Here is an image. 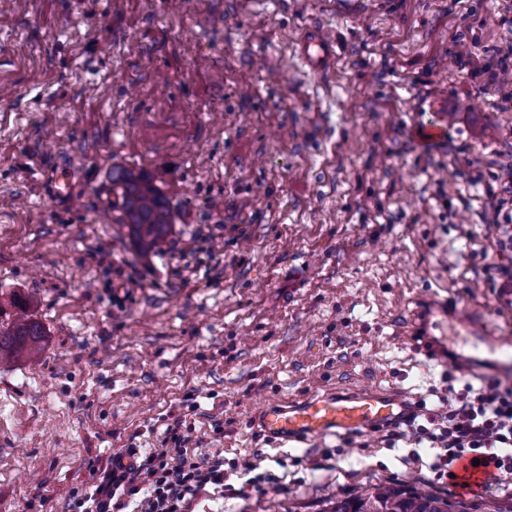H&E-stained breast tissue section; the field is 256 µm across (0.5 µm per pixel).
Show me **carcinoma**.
<instances>
[{
	"mask_svg": "<svg viewBox=\"0 0 512 512\" xmlns=\"http://www.w3.org/2000/svg\"><path fill=\"white\" fill-rule=\"evenodd\" d=\"M112 208L120 215L118 223L128 228L136 247L153 249L172 224L169 202L154 181L125 169L112 172ZM41 331L34 322L22 319L7 333L0 331V353L10 357L16 351L39 350ZM334 512H457V505L446 498L396 484L383 483L352 495Z\"/></svg>",
	"mask_w": 512,
	"mask_h": 512,
	"instance_id": "cac0c4a2",
	"label": "carcinoma"
}]
</instances>
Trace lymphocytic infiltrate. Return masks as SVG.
<instances>
[{
    "label": "lymphocytic infiltrate",
    "instance_id": "1",
    "mask_svg": "<svg viewBox=\"0 0 512 512\" xmlns=\"http://www.w3.org/2000/svg\"><path fill=\"white\" fill-rule=\"evenodd\" d=\"M452 399L454 407L445 413L421 407L407 426L388 430L385 444L414 440L409 457L415 461L421 449L431 450L430 468L442 478L467 457L511 475L512 385L490 378L480 388L453 392ZM183 425L180 419L167 425L161 446L138 454L131 465L95 470L91 487L70 492L67 512H188L201 490L223 488V458L190 454Z\"/></svg>",
    "mask_w": 512,
    "mask_h": 512
}]
</instances>
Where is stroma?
<instances>
[{"instance_id":"obj_1","label":"stroma","mask_w":512,"mask_h":512,"mask_svg":"<svg viewBox=\"0 0 512 512\" xmlns=\"http://www.w3.org/2000/svg\"><path fill=\"white\" fill-rule=\"evenodd\" d=\"M310 25L334 71L300 69ZM511 48L512 0H0V330L24 307L42 331L38 358L0 365V512H63L179 416L191 453L279 479L230 477L191 512H334L387 480L512 504V475L463 490L378 432L293 449L253 426L333 387L453 409L403 333L426 299L512 337V110L471 69ZM428 123L445 134L426 145ZM118 168L173 212L145 255L116 221Z\"/></svg>"}]
</instances>
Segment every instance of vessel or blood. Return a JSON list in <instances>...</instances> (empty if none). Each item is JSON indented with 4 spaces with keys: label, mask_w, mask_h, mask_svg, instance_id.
<instances>
[{
    "label": "vessel or blood",
    "mask_w": 512,
    "mask_h": 512,
    "mask_svg": "<svg viewBox=\"0 0 512 512\" xmlns=\"http://www.w3.org/2000/svg\"><path fill=\"white\" fill-rule=\"evenodd\" d=\"M295 54L301 66L324 73L336 64V43L307 30L300 33ZM453 323L466 333L465 338L451 336L446 340L458 361L477 369L488 366L496 371H512L511 340L495 339L482 346L475 339L484 335V327L458 316ZM417 412L416 401L406 392L358 387L268 404L262 408L257 425L266 437L307 443L333 432H377L409 420Z\"/></svg>",
    "instance_id": "1"
}]
</instances>
